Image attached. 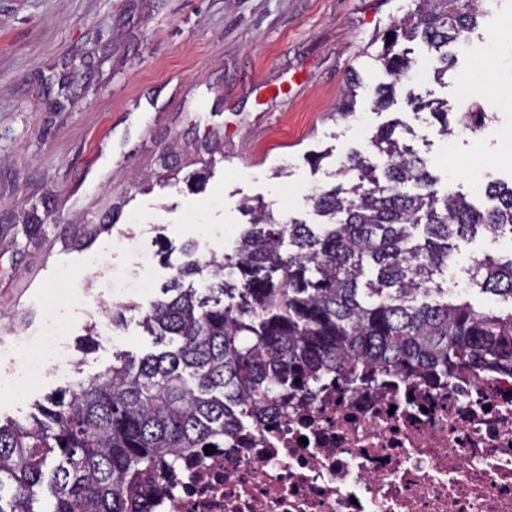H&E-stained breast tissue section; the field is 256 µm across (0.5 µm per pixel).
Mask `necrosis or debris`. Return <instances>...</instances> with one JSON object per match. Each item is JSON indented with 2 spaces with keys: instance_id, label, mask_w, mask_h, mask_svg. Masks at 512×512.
Returning <instances> with one entry per match:
<instances>
[{
  "instance_id": "4bbe7bcc",
  "label": "necrosis or debris",
  "mask_w": 512,
  "mask_h": 512,
  "mask_svg": "<svg viewBox=\"0 0 512 512\" xmlns=\"http://www.w3.org/2000/svg\"><path fill=\"white\" fill-rule=\"evenodd\" d=\"M67 370L57 326L9 387ZM168 475L152 512H512V371L460 365L452 380L330 376L289 389Z\"/></svg>"
}]
</instances>
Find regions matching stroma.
Here are the masks:
<instances>
[{"instance_id":"35a3bbf8","label":"stroma","mask_w":512,"mask_h":512,"mask_svg":"<svg viewBox=\"0 0 512 512\" xmlns=\"http://www.w3.org/2000/svg\"><path fill=\"white\" fill-rule=\"evenodd\" d=\"M498 2L443 80H404L378 111L374 90L390 80L373 59L378 40L413 0H0V375L19 367L16 343L41 338L66 279L57 319L77 363L73 378L53 369L24 394L0 391V421L25 420L115 354L155 351L141 313L187 242L223 258L235 246L225 226L242 229L244 206L259 202L319 223L310 193L335 185L350 149L388 121L402 122L441 189L486 205L473 181L512 179V0ZM354 78L343 118L336 106ZM412 93L495 118L445 136L408 104ZM123 237L148 248L149 266L118 247ZM143 270L149 293L114 288ZM95 298L106 312L73 307ZM115 305L126 308L117 324ZM91 327L97 347L86 351Z\"/></svg>"}]
</instances>
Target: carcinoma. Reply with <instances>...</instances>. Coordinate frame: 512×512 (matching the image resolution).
<instances>
[{
	"label": "carcinoma",
	"instance_id": "carcinoma-1",
	"mask_svg": "<svg viewBox=\"0 0 512 512\" xmlns=\"http://www.w3.org/2000/svg\"><path fill=\"white\" fill-rule=\"evenodd\" d=\"M374 55L393 81L374 105L394 102L416 60L396 50L420 39L448 72V45L479 29L486 0H414ZM446 135L447 105L411 97ZM489 119L483 106L456 120ZM371 150L351 151L341 182L311 195L325 221L284 223L249 208L234 253L178 267L140 325L173 349L123 355L25 422L0 423V512H151L152 498L181 458L224 438L240 419L267 410L288 388L368 371L450 377L468 363L512 367V306L477 310L438 281L459 243L512 236V184L490 182V206L440 192L427 163L397 125ZM211 269L201 294L186 279ZM472 281L512 303V255L471 257Z\"/></svg>",
	"mask_w": 512,
	"mask_h": 512
}]
</instances>
